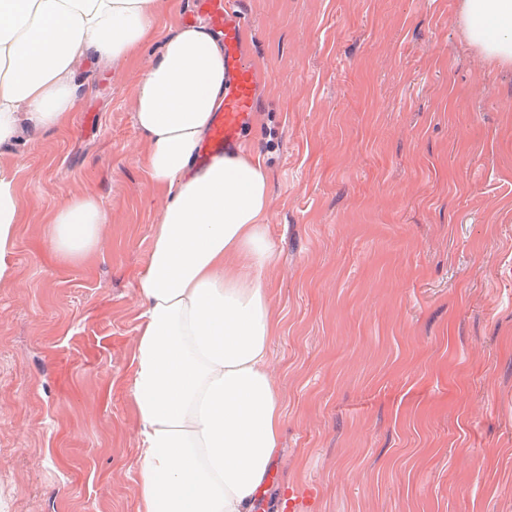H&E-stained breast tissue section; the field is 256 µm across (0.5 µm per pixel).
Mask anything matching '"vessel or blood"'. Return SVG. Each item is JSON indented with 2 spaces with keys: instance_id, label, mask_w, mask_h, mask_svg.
Returning <instances> with one entry per match:
<instances>
[{
  "instance_id": "vessel-or-blood-1",
  "label": "vessel or blood",
  "mask_w": 512,
  "mask_h": 512,
  "mask_svg": "<svg viewBox=\"0 0 512 512\" xmlns=\"http://www.w3.org/2000/svg\"><path fill=\"white\" fill-rule=\"evenodd\" d=\"M197 13L224 45V97L214 114L207 139L196 153L199 166L237 150L242 131L259 106V77L246 60L242 46L249 19L235 0H197Z\"/></svg>"
}]
</instances>
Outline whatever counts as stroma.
Wrapping results in <instances>:
<instances>
[{"instance_id":"stroma-1","label":"stroma","mask_w":512,"mask_h":512,"mask_svg":"<svg viewBox=\"0 0 512 512\" xmlns=\"http://www.w3.org/2000/svg\"><path fill=\"white\" fill-rule=\"evenodd\" d=\"M270 184L265 284L280 446L257 512H512V67L461 0H239ZM194 0H159L130 60L76 70L60 129L0 160L21 193L0 286V512H138V278L165 203L136 88ZM109 214L60 259L53 212ZM50 224L52 249L63 260L70 261L95 251L107 215L96 198L86 196L62 205Z\"/></svg>"}]
</instances>
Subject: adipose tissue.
<instances>
[{"label": "adipose tissue", "instance_id": "1", "mask_svg": "<svg viewBox=\"0 0 512 512\" xmlns=\"http://www.w3.org/2000/svg\"><path fill=\"white\" fill-rule=\"evenodd\" d=\"M470 42L512 65V0H462ZM157 0H0V146L61 126L81 60L135 56ZM224 48L202 23L172 28L139 84L136 127L166 202L139 280L135 371L139 512H254L282 427L269 369L276 332L265 275L277 255L268 182L249 147L194 166L224 91ZM20 194L0 162V284L11 277ZM107 215L91 196L54 213L49 241L70 261L95 251Z\"/></svg>", "mask_w": 512, "mask_h": 512}]
</instances>
